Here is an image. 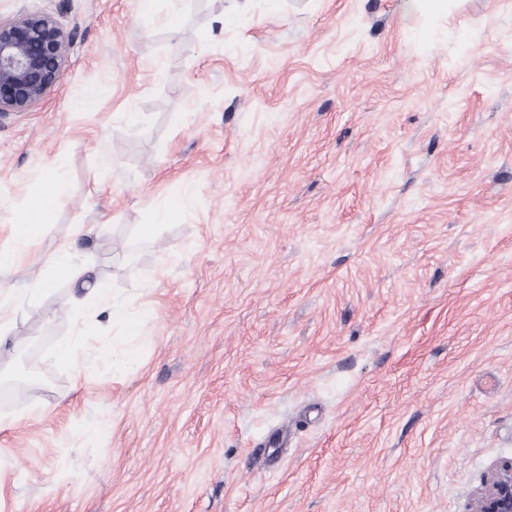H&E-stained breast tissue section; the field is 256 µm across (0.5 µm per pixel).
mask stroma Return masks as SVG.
I'll return each instance as SVG.
<instances>
[{
  "mask_svg": "<svg viewBox=\"0 0 512 512\" xmlns=\"http://www.w3.org/2000/svg\"><path fill=\"white\" fill-rule=\"evenodd\" d=\"M139 8L0 0L72 38L0 117V248L65 185L0 268V384L26 375L18 337L44 357L0 402V512H472L512 459V0ZM81 224L138 335L74 306L81 284L29 294ZM64 194L60 180L40 182L30 195L28 206L13 224L12 245L0 250V267L18 265L29 253L32 241L49 223L59 200Z\"/></svg>",
  "mask_w": 512,
  "mask_h": 512,
  "instance_id": "1",
  "label": "stroma"
}]
</instances>
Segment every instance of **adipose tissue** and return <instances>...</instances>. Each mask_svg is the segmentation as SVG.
<instances>
[{"label": "adipose tissue", "mask_w": 512, "mask_h": 512, "mask_svg": "<svg viewBox=\"0 0 512 512\" xmlns=\"http://www.w3.org/2000/svg\"><path fill=\"white\" fill-rule=\"evenodd\" d=\"M63 194V184L59 180L51 179L37 185L26 209L13 226L11 247L0 250L1 268L16 266L28 255L32 241L49 223Z\"/></svg>", "instance_id": "obj_1"}]
</instances>
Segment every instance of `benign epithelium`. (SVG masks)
Wrapping results in <instances>:
<instances>
[{"label":"benign epithelium","mask_w":512,"mask_h":512,"mask_svg":"<svg viewBox=\"0 0 512 512\" xmlns=\"http://www.w3.org/2000/svg\"><path fill=\"white\" fill-rule=\"evenodd\" d=\"M70 37L48 14L0 20V116L25 112L56 85ZM474 512H512V462L495 468Z\"/></svg>","instance_id":"obj_1"}]
</instances>
